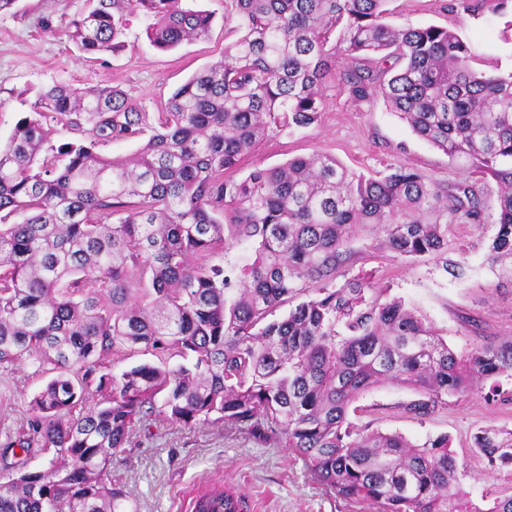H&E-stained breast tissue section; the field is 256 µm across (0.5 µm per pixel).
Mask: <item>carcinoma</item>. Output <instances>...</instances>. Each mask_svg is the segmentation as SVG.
Wrapping results in <instances>:
<instances>
[{"instance_id":"1","label":"carcinoma","mask_w":512,"mask_h":512,"mask_svg":"<svg viewBox=\"0 0 512 512\" xmlns=\"http://www.w3.org/2000/svg\"><path fill=\"white\" fill-rule=\"evenodd\" d=\"M388 0H227L240 36L224 57L149 114L117 86L41 92L0 145V366L53 373L32 401L28 430L0 450L15 477L0 512H128L112 456L162 418L222 421L290 448L316 478L377 512H512V493L482 508L457 479L448 436L414 444L348 422L352 404L386 382L412 389L425 418L476 391L512 401V339L463 356L416 310L362 278L333 286L364 230L406 256L447 258L448 228L486 223L476 183L497 186L491 271L512 284V70L487 75L454 31L384 22ZM508 0H451L453 11L506 12ZM147 19L155 49L208 36L197 0H94L69 40L113 52L129 17ZM351 63V95L383 96L421 139L476 178L440 185L400 168L364 178L313 154L235 179L243 155L271 132L318 123L336 46ZM65 130L77 134L56 143ZM139 144L129 157L112 142ZM251 257L224 270V226ZM316 295L267 317L298 288ZM149 355L111 371L104 360ZM24 458H17L15 448ZM40 448L55 455L30 470ZM473 448L490 469L512 468V431L485 427ZM193 512H242L214 484Z\"/></svg>"}]
</instances>
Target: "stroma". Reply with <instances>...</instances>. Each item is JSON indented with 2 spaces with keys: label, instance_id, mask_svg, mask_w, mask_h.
Listing matches in <instances>:
<instances>
[{
  "label": "stroma",
  "instance_id": "obj_1",
  "mask_svg": "<svg viewBox=\"0 0 512 512\" xmlns=\"http://www.w3.org/2000/svg\"><path fill=\"white\" fill-rule=\"evenodd\" d=\"M448 2L390 0L388 21L398 28L434 24L451 29L474 48L476 70H511L512 42L502 36L504 17L451 13ZM199 5L213 15L208 39L161 52L147 40L144 20L135 17L120 50L88 55L66 35L68 21L85 10L87 0H17L12 10L0 13V142L31 112L39 93L57 81L83 89L116 85L145 111H162L172 92L220 60L232 40L224 0H199ZM348 68L345 55H337L322 88L325 111L318 124L270 133L244 157L239 176L321 153L373 179L400 167L418 169L443 185L468 178L465 167L415 135L382 97L353 98L343 79ZM350 248L353 256L339 268L337 283L362 278L401 298L440 330L456 354L512 337V286L500 283L489 270L485 240L474 225L456 224L448 233V258L467 268L461 280L452 279L441 261L401 255L366 231L355 235ZM46 381L28 362L0 368V447L25 427L28 402ZM415 398L409 388L382 384L360 396L349 419L358 427L402 434L416 444L449 436L459 479L476 504L512 492V471H490L472 447L480 428L512 430V401L488 403L476 394L457 395L449 397L446 409L421 419L403 410ZM112 472L126 489L129 512H191L193 497L213 483L239 492L245 512H375L368 503L330 492L292 449L259 443L220 423L187 428L153 422L149 430L136 431L125 452L113 457Z\"/></svg>",
  "mask_w": 512,
  "mask_h": 512
}]
</instances>
